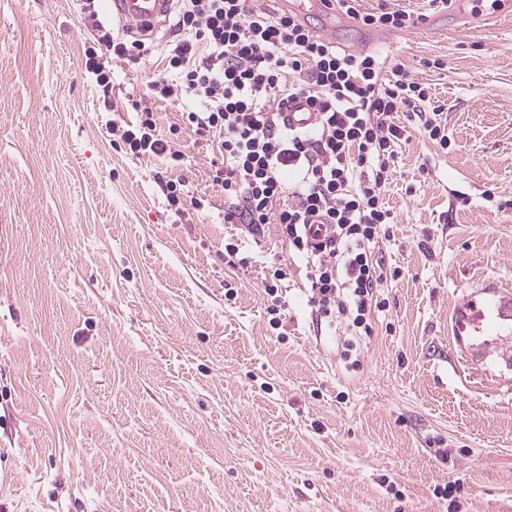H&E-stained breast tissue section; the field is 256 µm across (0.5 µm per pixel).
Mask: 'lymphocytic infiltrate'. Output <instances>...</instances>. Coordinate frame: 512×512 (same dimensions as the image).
<instances>
[{
    "mask_svg": "<svg viewBox=\"0 0 512 512\" xmlns=\"http://www.w3.org/2000/svg\"><path fill=\"white\" fill-rule=\"evenodd\" d=\"M334 2L363 27L404 31L417 23L403 10ZM81 9L94 33L85 69L108 99L113 64L151 48L114 36L95 0H81ZM173 27L151 102L135 103L134 122L108 121L113 136L136 158L177 167L184 155L159 135L151 103L191 101L169 137L193 132L221 156L213 182L224 195L225 222L247 237L275 230L304 274L313 321L373 336L386 277L375 251L395 219L385 192L406 133L397 118L403 108L430 104L427 87L400 65L383 79L378 52L341 49L264 0H177ZM298 104L313 123L288 124L285 114Z\"/></svg>",
    "mask_w": 512,
    "mask_h": 512,
    "instance_id": "f902f5d3",
    "label": "lymphocytic infiltrate"
}]
</instances>
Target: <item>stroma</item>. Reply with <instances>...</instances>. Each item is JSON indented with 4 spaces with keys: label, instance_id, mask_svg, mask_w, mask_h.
Instances as JSON below:
<instances>
[{
    "label": "stroma",
    "instance_id": "obj_1",
    "mask_svg": "<svg viewBox=\"0 0 512 512\" xmlns=\"http://www.w3.org/2000/svg\"><path fill=\"white\" fill-rule=\"evenodd\" d=\"M360 5L433 19L375 49L428 87L449 140L408 124L353 371L300 277L270 326L276 236L225 269L205 143L183 135L177 168L113 145L105 123L135 120L168 27L114 65L108 111L77 0H0V512H512V368L469 357L512 320L461 309L512 298V23L463 35L433 0ZM159 173L210 207L175 215Z\"/></svg>",
    "mask_w": 512,
    "mask_h": 512
}]
</instances>
